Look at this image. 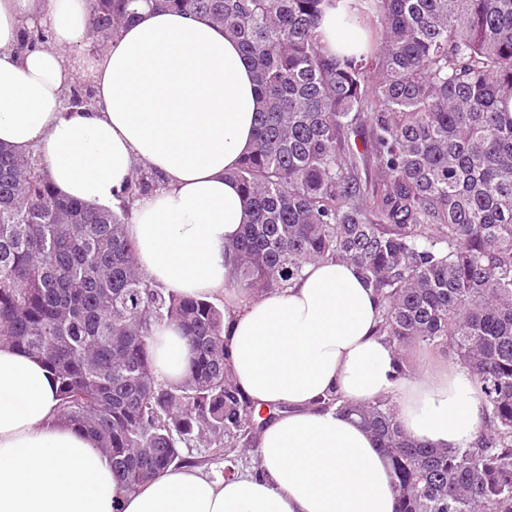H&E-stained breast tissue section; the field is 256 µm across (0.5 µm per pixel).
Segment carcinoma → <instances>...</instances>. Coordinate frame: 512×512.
<instances>
[{"instance_id":"carcinoma-1","label":"carcinoma","mask_w":512,"mask_h":512,"mask_svg":"<svg viewBox=\"0 0 512 512\" xmlns=\"http://www.w3.org/2000/svg\"><path fill=\"white\" fill-rule=\"evenodd\" d=\"M108 45L138 0H89ZM199 14L235 37L261 101L252 151L231 173L249 222L224 245L230 283L283 288L323 259L356 266L382 303L379 332L447 347L479 384L486 419L469 448L411 439L388 397L323 401L358 419L392 464L397 512H512V0H361L377 38L358 55L319 47L323 0H145ZM50 41L26 29L20 49ZM367 137L356 142L361 130ZM161 187L135 171L115 209L59 194L31 151L0 144V345L40 359L57 414L92 435L134 490L202 442L249 447L273 414L242 397L224 311L143 276L127 224ZM182 330L192 357L170 383L154 325Z\"/></svg>"}]
</instances>
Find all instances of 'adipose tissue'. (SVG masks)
<instances>
[{"label":"adipose tissue","instance_id":"adipose-tissue-1","mask_svg":"<svg viewBox=\"0 0 512 512\" xmlns=\"http://www.w3.org/2000/svg\"><path fill=\"white\" fill-rule=\"evenodd\" d=\"M350 3L324 0V53L349 55L363 41L345 21ZM34 19L53 40L18 51L21 23ZM89 42L87 0H0V143L36 150L59 193L98 207L118 205L135 168L159 177L127 227L137 265L178 295L223 296L234 381L277 413L258 433L257 471L214 480L171 468L131 491L89 434L58 420L44 364L1 346L0 512H396L390 459L323 398L392 397L412 439L465 448L484 417L479 386L431 359L396 377L381 305L353 264L307 265L283 290L230 287L224 246L246 224L248 202L228 174L253 148L258 99L248 60L222 28L145 8L104 52L88 53ZM81 77L97 105L67 108L63 92ZM150 351L165 380L181 379L190 349L176 324L155 325Z\"/></svg>","mask_w":512,"mask_h":512}]
</instances>
